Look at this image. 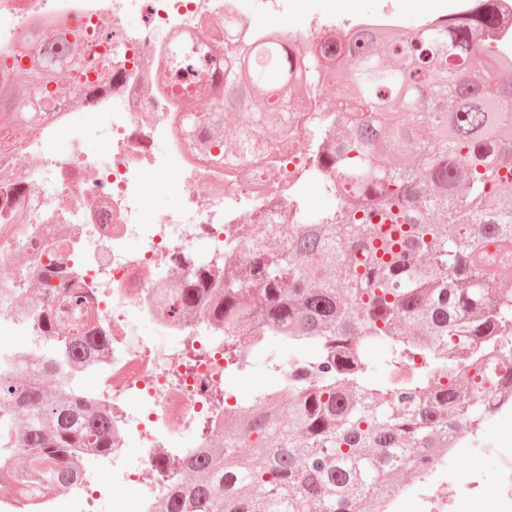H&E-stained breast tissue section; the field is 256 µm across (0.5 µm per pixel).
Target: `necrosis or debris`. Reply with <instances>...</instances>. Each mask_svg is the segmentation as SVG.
I'll return each mask as SVG.
<instances>
[{"label": "necrosis or debris", "mask_w": 512, "mask_h": 512, "mask_svg": "<svg viewBox=\"0 0 512 512\" xmlns=\"http://www.w3.org/2000/svg\"><path fill=\"white\" fill-rule=\"evenodd\" d=\"M140 14L138 26L126 20ZM390 10L368 17H337L312 7L292 39L301 50L323 36H352L394 22ZM53 34L55 42L93 33L111 34L125 54L110 86L78 101L58 98L37 131L20 133L13 152L0 155V267L32 276L50 254L64 257L82 286V300L68 294L52 307L75 333L101 330L112 338L104 365L95 369L96 390L112 409V456L84 458L80 476L57 494L30 493V512H94L111 482L127 485L138 512H155L160 497L156 473L171 450L193 456L187 430L207 426L224 433L233 415L213 402L217 387L240 378L224 359V339L208 327L203 312L179 315L163 307L160 291L192 279L197 264L224 262V242L240 236L255 215L243 199L266 208L288 204V189L307 164L304 126L285 148L240 163L206 164L191 153L183 119L186 91L196 90V112L223 92L226 47H252L267 25L255 19V0H0V55L19 49L31 31ZM94 130L104 144L87 151L80 132ZM174 172L177 202L163 217H148L144 171ZM141 239L129 249L130 239ZM34 302L16 293L0 298V384L20 385L28 373L26 351L37 338L30 326ZM152 325L154 336H133L135 323ZM175 340L168 352L165 340ZM144 455L139 468L120 459L132 438ZM482 437L470 431L450 447L425 457L379 502L380 512H461L493 501L495 512H512V448L498 450L493 477L461 469Z\"/></svg>", "instance_id": "4bbe7bcc"}]
</instances>
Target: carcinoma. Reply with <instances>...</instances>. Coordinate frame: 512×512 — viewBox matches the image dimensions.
Wrapping results in <instances>:
<instances>
[{"label":"carcinoma","instance_id":"obj_1","mask_svg":"<svg viewBox=\"0 0 512 512\" xmlns=\"http://www.w3.org/2000/svg\"><path fill=\"white\" fill-rule=\"evenodd\" d=\"M496 24L476 0L466 18L413 38L367 32L357 56L334 40L318 56L276 43L228 50L216 116L187 119L192 143L219 160L286 143L293 101L305 106L319 87L305 178L337 204L313 212L296 197L260 213L261 228L224 244L223 269L201 264L164 294L224 330L229 363L277 338L287 357L270 362L288 365V387L238 408L197 457L170 454L156 512H362L512 394V350L497 347L512 337V58L474 43ZM94 64L79 44L55 60L34 54L30 79L0 77V106L29 130L48 87L81 97ZM341 83L352 93L332 104ZM243 99L248 122L224 129V107ZM72 278L58 258L38 273L42 366L22 389L0 390V475L32 471L45 493L76 482L84 451L112 452L110 412L73 383L109 337L70 335L49 305ZM377 343L387 372L374 382Z\"/></svg>","mask_w":512,"mask_h":512}]
</instances>
